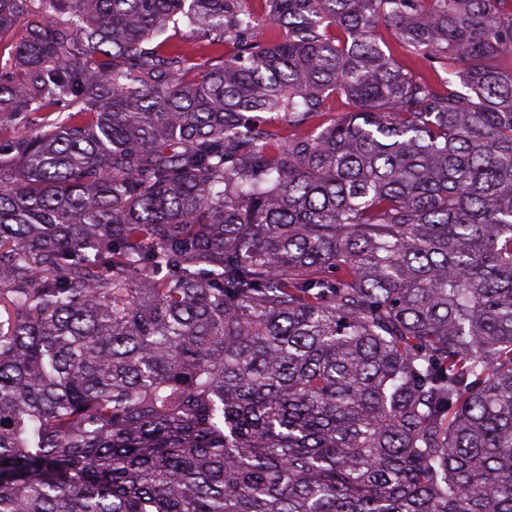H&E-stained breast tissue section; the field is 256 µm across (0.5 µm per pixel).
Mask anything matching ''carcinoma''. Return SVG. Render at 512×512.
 Returning <instances> with one entry per match:
<instances>
[{
  "instance_id": "carcinoma-1",
  "label": "carcinoma",
  "mask_w": 512,
  "mask_h": 512,
  "mask_svg": "<svg viewBox=\"0 0 512 512\" xmlns=\"http://www.w3.org/2000/svg\"><path fill=\"white\" fill-rule=\"evenodd\" d=\"M506 56L512 0H0V512H512Z\"/></svg>"
}]
</instances>
